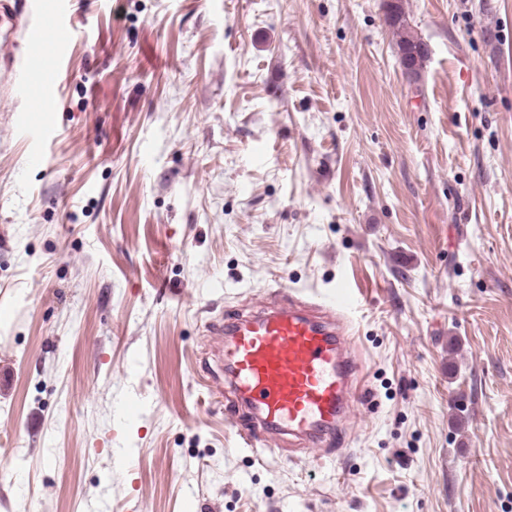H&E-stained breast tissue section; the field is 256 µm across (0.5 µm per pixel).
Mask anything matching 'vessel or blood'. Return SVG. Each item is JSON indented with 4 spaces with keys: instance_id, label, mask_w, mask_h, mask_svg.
<instances>
[{
    "instance_id": "vessel-or-blood-1",
    "label": "vessel or blood",
    "mask_w": 512,
    "mask_h": 512,
    "mask_svg": "<svg viewBox=\"0 0 512 512\" xmlns=\"http://www.w3.org/2000/svg\"><path fill=\"white\" fill-rule=\"evenodd\" d=\"M33 34L61 52L74 29L60 11L42 17ZM353 311L352 297L341 284L313 302L213 323V335L224 339L228 387L263 432L314 447L333 440L349 408L350 382L359 372L344 325Z\"/></svg>"
}]
</instances>
